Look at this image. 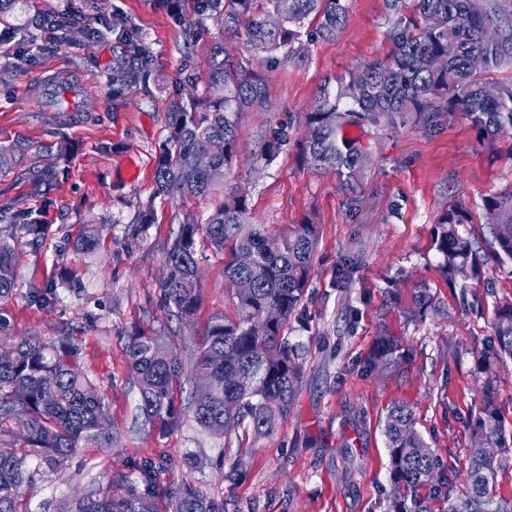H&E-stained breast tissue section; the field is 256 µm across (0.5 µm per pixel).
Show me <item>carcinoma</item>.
I'll list each match as a JSON object with an SVG mask.
<instances>
[{
	"label": "carcinoma",
	"instance_id": "cac0c4a2",
	"mask_svg": "<svg viewBox=\"0 0 512 512\" xmlns=\"http://www.w3.org/2000/svg\"><path fill=\"white\" fill-rule=\"evenodd\" d=\"M198 12H212L220 36L211 48L204 95L189 102L175 99L169 108V134L156 161V193L201 196L222 181L239 153L237 129L244 112L270 107L265 80L238 64L231 42L262 55L273 68L308 53L303 37L329 40L346 20L347 0H197ZM396 16L390 32L392 49L381 61L365 64L334 79L304 113L302 160L331 168L354 189L372 164L361 139L346 136L403 123L410 118L432 126L441 113L461 112L478 140L494 141L512 133V0H387ZM411 15H404L405 11ZM315 23L307 34L306 21ZM141 48L133 65L114 74L116 85L136 79L149 67ZM288 144V133L269 130L253 161L266 165ZM67 150L32 148L23 140L0 145V169L24 168L50 181L55 161ZM22 198L0 202V218L13 222L0 228V300L13 291L16 262L9 244L45 234L43 224H17L25 216ZM491 230L487 249L475 246L467 229L466 203L447 206L435 223L432 246L452 277L477 274L486 258L512 265V190L483 198ZM99 230L89 226L75 247L92 253ZM319 237L310 221L282 235H270L251 221L247 196L232 190L205 223L184 216L165 256L164 300L171 315L193 317L200 303L197 244L230 247L224 277L234 285L237 316H212L190 353L181 356L161 335L133 336L128 357L141 409L165 432L191 413L196 424L217 437L247 425L260 435L276 417L287 414L304 376L302 354L282 340L288 319L302 305L309 285ZM496 343L488 364L512 360V301L498 308ZM400 345L390 336L377 341L365 361L369 371L397 358ZM80 348L70 337L53 342L21 336L0 343V435L24 433V448H0V512H26L19 489L30 480L28 459L35 457L51 471H61L84 438L100 437L108 422V404L80 370ZM185 379L197 390L187 404L177 405L174 387ZM389 479L393 487L389 512H431L443 499L446 512H512V498L497 495L498 474L512 466V435L505 436L500 408L484 385L483 404L471 420L468 487L452 495V484L438 473L437 457L415 429L409 408L393 406L385 421ZM168 461L142 460L121 481L134 486L126 497L112 486L95 489L64 506V512H158L157 476ZM142 490H135L136 486ZM430 486L426 498L418 491ZM171 512H224V505L197 490L168 494Z\"/></svg>",
	"mask_w": 512,
	"mask_h": 512
}]
</instances>
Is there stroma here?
<instances>
[{"label": "stroma", "mask_w": 512, "mask_h": 512, "mask_svg": "<svg viewBox=\"0 0 512 512\" xmlns=\"http://www.w3.org/2000/svg\"><path fill=\"white\" fill-rule=\"evenodd\" d=\"M347 20L335 39L311 42L302 61L263 71L271 107L242 115L240 152L230 173L208 196L183 200L155 193L159 148L168 135L171 100L184 93L192 74L204 73L217 37L214 16L184 0L175 22L166 0H20L16 15L0 24V144L66 141L53 179L27 193L28 222L46 225L37 244L20 239L12 295L0 301V340L72 337L80 366L106 397L110 441L87 440L61 471L30 461L32 480L22 488L28 512H59L67 500L99 485L114 496L117 483L140 458L169 459L160 487H189L222 502L224 512H387L392 486L384 434L388 409L407 406L417 430L434 449L441 473L454 488L467 478L471 414L484 384L512 434V362L478 368L495 340L498 305L512 300V266L485 262L476 277L446 279L432 248L434 222L455 199H466L471 231L488 233L485 196L512 189V134L493 142L476 137L459 112L441 114L435 127L418 121L363 136L373 163L356 190L331 171L302 165L296 147L271 164H252L267 129L299 125L326 80L384 58L392 48L395 18L386 0H348ZM85 17L106 16L100 34L77 32L67 44L41 50L39 26L63 9ZM134 40H126V32ZM34 54L17 61L15 45ZM145 46L147 71L122 90L113 72ZM66 80L82 92L81 109L46 106L42 88ZM245 189L258 222L287 231L307 216L320 226L307 299L288 321L290 343L304 355V378L291 411L272 432L245 427L217 438L191 417L167 435L141 412L131 376L130 334L140 329L166 335L178 353L198 341L208 319L235 317L224 256L206 251L200 263L201 302L187 322L163 304L166 252L184 215L205 220L228 187ZM154 219L139 236L131 229L143 205ZM100 230L93 254L74 242L85 226ZM359 262L347 287L336 272L349 256ZM75 279L62 278L64 269ZM55 283L56 299L41 307L35 289ZM432 307L420 319L404 309L418 291ZM400 339L404 358L386 369L363 365L378 336ZM354 453L351 477H343L340 450Z\"/></svg>", "instance_id": "35a3bbf8"}]
</instances>
